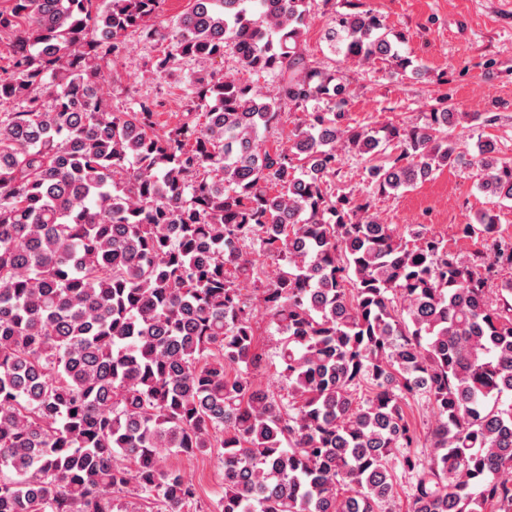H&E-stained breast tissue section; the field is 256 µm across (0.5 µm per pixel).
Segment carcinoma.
I'll list each match as a JSON object with an SVG mask.
<instances>
[{
    "mask_svg": "<svg viewBox=\"0 0 512 512\" xmlns=\"http://www.w3.org/2000/svg\"><path fill=\"white\" fill-rule=\"evenodd\" d=\"M163 3L0 5V105L19 104L0 113V512H122L123 498L190 512L197 489L165 460L215 448L221 512H389L397 465L416 478L407 512H512V243L497 216L460 226L484 241L464 260L325 188L341 145L381 196L464 164L490 203L512 200V161L443 136L477 113L349 126L347 85L303 46L313 0H189L169 32L148 25ZM347 5L324 30L332 51L420 73L394 48L403 34ZM130 31L160 46L159 73L229 51L276 92L192 76L199 121L159 133L154 102L113 112L97 94ZM284 106L303 118L271 149ZM247 245L282 262L261 297L285 400L250 377L265 353ZM419 399L435 414L425 460Z\"/></svg>",
    "mask_w": 512,
    "mask_h": 512,
    "instance_id": "obj_1",
    "label": "carcinoma"
}]
</instances>
